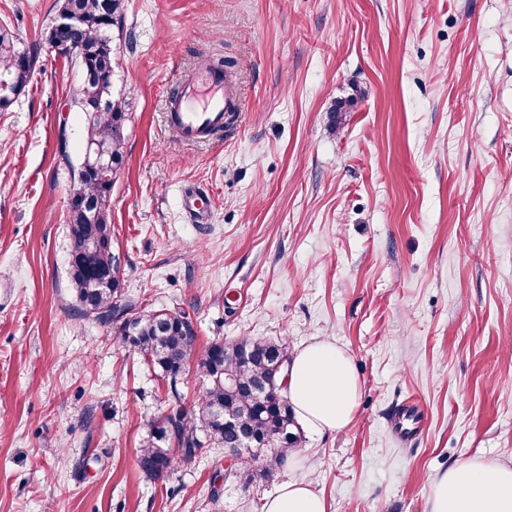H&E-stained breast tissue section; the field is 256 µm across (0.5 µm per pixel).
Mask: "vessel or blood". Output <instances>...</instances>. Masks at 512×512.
Wrapping results in <instances>:
<instances>
[{
  "instance_id": "b4317fda",
  "label": "vessel or blood",
  "mask_w": 512,
  "mask_h": 512,
  "mask_svg": "<svg viewBox=\"0 0 512 512\" xmlns=\"http://www.w3.org/2000/svg\"><path fill=\"white\" fill-rule=\"evenodd\" d=\"M239 101L222 68L198 64L181 80L167 102L168 121L181 138L203 142L224 126Z\"/></svg>"
}]
</instances>
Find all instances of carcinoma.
Wrapping results in <instances>:
<instances>
[{"label":"carcinoma","mask_w":512,"mask_h":512,"mask_svg":"<svg viewBox=\"0 0 512 512\" xmlns=\"http://www.w3.org/2000/svg\"><path fill=\"white\" fill-rule=\"evenodd\" d=\"M71 8L84 20L76 29L59 31L55 39L71 45V57L83 75L71 103L85 116L84 152L69 189L78 205L68 211V263L72 288L82 314L113 325L121 344L135 350L146 364L168 382L171 396L181 400L179 381L190 368L205 381L196 408L153 423V432L140 451L139 464L158 478L188 463L205 448H234L241 438L251 440L241 449L242 460L224 469V480L235 478L246 491L257 478L280 469L302 446L298 424L276 383L263 389V381L279 360H290L288 346L280 340L240 336L212 342L198 353L196 334L184 311L159 309L147 314L134 311L120 292V263L114 253L110 197L116 176L126 162L125 129L129 102L112 94L116 65L112 28L121 23L124 0H61L59 9ZM41 44L20 46L12 24L0 22V112L14 103L16 93L30 82ZM357 95L338 100L330 108L333 127L343 124ZM232 417L224 425L218 414Z\"/></svg>","instance_id":"obj_1"}]
</instances>
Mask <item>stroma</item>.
I'll return each mask as SVG.
<instances>
[{
  "label": "stroma",
  "mask_w": 512,
  "mask_h": 512,
  "mask_svg": "<svg viewBox=\"0 0 512 512\" xmlns=\"http://www.w3.org/2000/svg\"><path fill=\"white\" fill-rule=\"evenodd\" d=\"M55 2L0 0V20L31 44ZM112 46L131 113L111 198L124 298L187 311L202 347L336 340L362 383L356 420L304 435L245 491L216 486L220 448L142 472L152 422L202 381L186 373L171 402L77 308L81 73L45 47L0 112V512H259L292 478L313 479L328 512H430L454 463L512 466V0H125ZM221 56L239 110L184 142L165 96ZM193 190L205 216L184 207ZM398 404L421 417L413 437L390 424Z\"/></svg>",
  "instance_id": "stroma-1"
}]
</instances>
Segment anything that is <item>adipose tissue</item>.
I'll return each mask as SVG.
<instances>
[{
  "label": "adipose tissue",
  "instance_id": "adipose-tissue-1",
  "mask_svg": "<svg viewBox=\"0 0 512 512\" xmlns=\"http://www.w3.org/2000/svg\"><path fill=\"white\" fill-rule=\"evenodd\" d=\"M295 414L316 436L338 433L355 420L360 381L351 356L321 338L294 357L285 383ZM260 512H327L323 494L306 480H289ZM430 512H512V466L463 460L431 485Z\"/></svg>",
  "mask_w": 512,
  "mask_h": 512
}]
</instances>
